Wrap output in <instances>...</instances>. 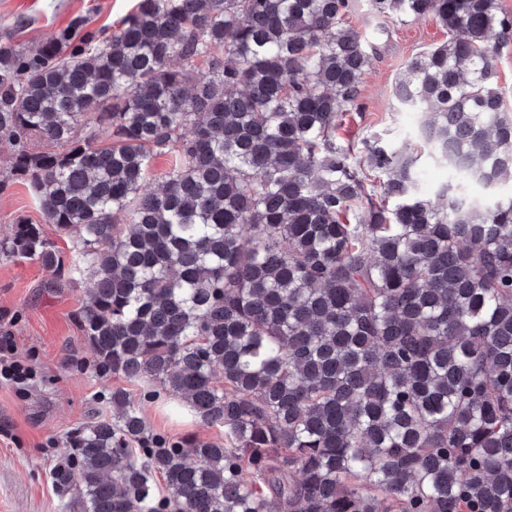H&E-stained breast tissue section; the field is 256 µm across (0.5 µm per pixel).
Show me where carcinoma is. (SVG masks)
I'll list each match as a JSON object with an SVG mask.
<instances>
[{"instance_id": "cac0c4a2", "label": "carcinoma", "mask_w": 512, "mask_h": 512, "mask_svg": "<svg viewBox=\"0 0 512 512\" xmlns=\"http://www.w3.org/2000/svg\"><path fill=\"white\" fill-rule=\"evenodd\" d=\"M353 6L139 0L113 26L78 15L32 47L0 41V193L24 180L73 248L19 218L0 254L93 281L76 313L93 364L224 428L149 435L112 391L53 472L84 512H512V195L428 197L418 167L512 183L490 42L512 16L367 0L448 40L392 85L424 114L419 149L373 133L356 154L336 140L373 53ZM158 153L174 164L154 187Z\"/></svg>"}]
</instances>
